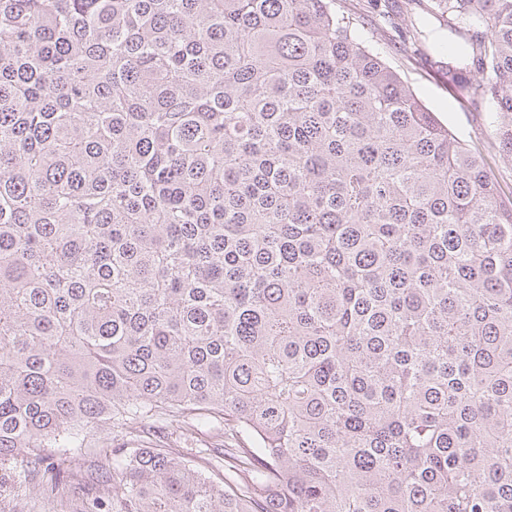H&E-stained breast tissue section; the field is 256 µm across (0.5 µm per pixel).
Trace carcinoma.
Masks as SVG:
<instances>
[{
  "label": "carcinoma",
  "instance_id": "1",
  "mask_svg": "<svg viewBox=\"0 0 512 512\" xmlns=\"http://www.w3.org/2000/svg\"><path fill=\"white\" fill-rule=\"evenodd\" d=\"M512 156V0H435ZM84 512H512V197L333 0H0V470ZM162 431L165 437H167V441L171 444V446L181 450L185 461H188V463L192 465H197L199 463L202 464L208 470V476H211L217 482L224 481V466L211 467L206 465L202 460L199 459L198 454H196L197 448H205V446H203L204 444L212 442L206 434H193V436L190 437L187 436L185 431L178 429L175 424L163 426ZM99 461L98 448L94 445L66 454L57 450L52 451L44 465L68 468L73 471L75 488L70 494L69 502L61 507L44 500L34 489L27 492L20 489L12 493L7 492L1 497L0 512H80L86 492L96 482Z\"/></svg>",
  "mask_w": 512,
  "mask_h": 512
}]
</instances>
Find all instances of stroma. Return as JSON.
I'll return each mask as SVG.
<instances>
[{"label":"stroma","instance_id":"35a3bbf8","mask_svg":"<svg viewBox=\"0 0 512 512\" xmlns=\"http://www.w3.org/2000/svg\"><path fill=\"white\" fill-rule=\"evenodd\" d=\"M428 0H334L338 11L352 14L366 45L396 69L449 131L485 157L492 176L504 192H512V157L494 144L493 116L489 108H477L456 89L450 88L440 69L446 55L434 44L446 28L441 19L424 13ZM419 28V41L408 40V29ZM47 465L71 469L74 490L65 505L44 500L37 491L17 490L0 496V512H80L87 491L96 482L97 447L68 453L54 451Z\"/></svg>","mask_w":512,"mask_h":512}]
</instances>
